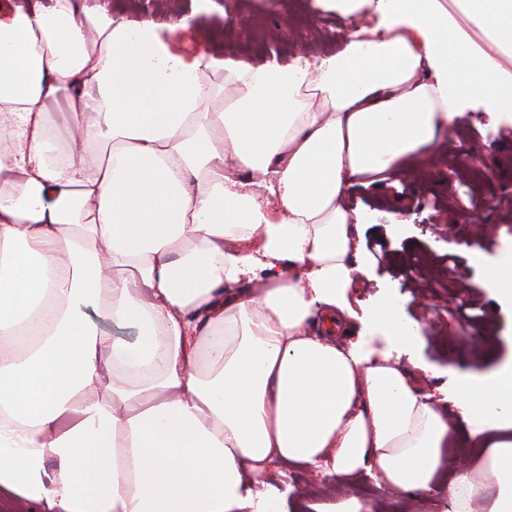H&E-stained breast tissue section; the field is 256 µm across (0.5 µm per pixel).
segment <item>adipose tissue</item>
Instances as JSON below:
<instances>
[{
    "mask_svg": "<svg viewBox=\"0 0 512 512\" xmlns=\"http://www.w3.org/2000/svg\"><path fill=\"white\" fill-rule=\"evenodd\" d=\"M321 2L370 22L285 64L86 0L0 9V512H285L256 490L275 462L419 496L459 428L495 405L512 428V365L451 419L393 298L367 317L387 349L336 337L365 272L350 188L473 107L512 123V0ZM447 512H512V441L457 467Z\"/></svg>",
    "mask_w": 512,
    "mask_h": 512,
    "instance_id": "adipose-tissue-1",
    "label": "adipose tissue"
}]
</instances>
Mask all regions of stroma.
<instances>
[{"label":"stroma","instance_id":"35a3bbf8","mask_svg":"<svg viewBox=\"0 0 512 512\" xmlns=\"http://www.w3.org/2000/svg\"><path fill=\"white\" fill-rule=\"evenodd\" d=\"M112 12L129 20L148 14L161 24L191 18L192 45L256 63L300 50L333 52L338 34L351 26L315 0H112ZM443 142L449 151L434 164H417L378 187L353 186L349 194L351 208L365 215L358 232L367 263L353 308L361 314L382 296L404 299L405 317L427 326L408 369L434 394L512 362V307L486 280L487 269L512 252V125L475 109ZM477 168L484 177L475 183ZM451 253L462 262L454 277L442 263ZM463 297L484 311L483 320L449 315ZM267 482L290 484L306 503L340 490L332 476L280 464ZM370 502L374 512H444L447 487L407 501L381 485Z\"/></svg>","mask_w":512,"mask_h":512}]
</instances>
